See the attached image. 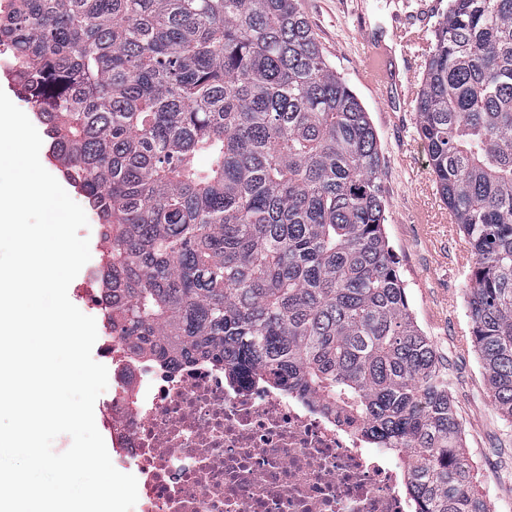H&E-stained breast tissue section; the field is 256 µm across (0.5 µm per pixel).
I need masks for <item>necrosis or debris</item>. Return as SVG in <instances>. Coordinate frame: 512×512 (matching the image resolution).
Wrapping results in <instances>:
<instances>
[{
	"instance_id": "1",
	"label": "necrosis or debris",
	"mask_w": 512,
	"mask_h": 512,
	"mask_svg": "<svg viewBox=\"0 0 512 512\" xmlns=\"http://www.w3.org/2000/svg\"><path fill=\"white\" fill-rule=\"evenodd\" d=\"M101 353L129 369L105 422L121 458L145 477L149 512H406L400 462L334 410L202 360L132 365L109 339Z\"/></svg>"
}]
</instances>
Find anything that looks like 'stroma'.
<instances>
[{
  "label": "stroma",
  "instance_id": "1",
  "mask_svg": "<svg viewBox=\"0 0 512 512\" xmlns=\"http://www.w3.org/2000/svg\"><path fill=\"white\" fill-rule=\"evenodd\" d=\"M434 13L418 11L419 0H298L325 55L358 95L377 132L385 158L386 234L407 285L413 315L448 367L450 393L460 415L463 452L490 512H502L503 493H512V422L489 396L472 342L466 271L472 257L463 234L440 199L417 134L409 91L419 90L425 66L421 45H403L395 35L407 20L430 39L448 0ZM379 45L396 73L395 83L375 86L365 78L368 43Z\"/></svg>",
  "mask_w": 512,
  "mask_h": 512
}]
</instances>
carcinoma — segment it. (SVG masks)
<instances>
[{
    "label": "carcinoma",
    "instance_id": "carcinoma-1",
    "mask_svg": "<svg viewBox=\"0 0 512 512\" xmlns=\"http://www.w3.org/2000/svg\"><path fill=\"white\" fill-rule=\"evenodd\" d=\"M1 45L97 217L104 326L133 359L314 394L397 452L415 512H487L385 232L376 131L298 0H6ZM426 53L417 132L511 422L512 0H448Z\"/></svg>",
    "mask_w": 512,
    "mask_h": 512
}]
</instances>
